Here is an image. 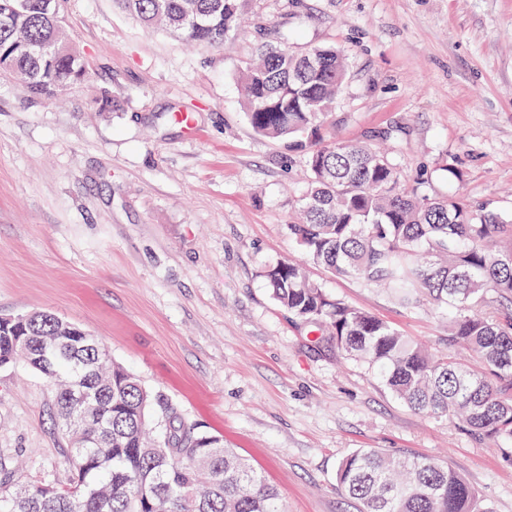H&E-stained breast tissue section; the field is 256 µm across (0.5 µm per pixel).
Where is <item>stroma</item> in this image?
<instances>
[{"label": "stroma", "mask_w": 512, "mask_h": 512, "mask_svg": "<svg viewBox=\"0 0 512 512\" xmlns=\"http://www.w3.org/2000/svg\"><path fill=\"white\" fill-rule=\"evenodd\" d=\"M67 7L82 84L48 99L0 80V317L49 311L81 327L185 425L223 437L286 512H360L336 469L362 448L441 462L489 512H512V440L409 409L273 299L268 271L300 255L287 225L306 156L253 129L237 82L257 43L336 47L338 138L383 141L428 194L512 213V0H252L218 46L145 27L115 0ZM307 271L447 352L436 307ZM54 396L25 364L0 368V459L64 487Z\"/></svg>", "instance_id": "stroma-1"}]
</instances>
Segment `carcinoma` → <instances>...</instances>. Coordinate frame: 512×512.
I'll return each mask as SVG.
<instances>
[{
	"mask_svg": "<svg viewBox=\"0 0 512 512\" xmlns=\"http://www.w3.org/2000/svg\"><path fill=\"white\" fill-rule=\"evenodd\" d=\"M146 26L221 45L246 0H120ZM67 0H0V77L56 97L86 73L64 35ZM347 62L334 47L265 45L238 68L252 127L307 151L308 190L288 231L307 260L386 288L406 310L427 299L448 315V344L472 368L339 300L284 261L268 273L275 300L365 363L409 407L489 439L512 438V214L459 193L402 183L369 142L327 140ZM26 362L56 386L53 415L69 442L70 487L14 479L0 465V512H285L278 491L217 436L199 435L104 346L40 311L0 324V367ZM164 409L169 432L149 437ZM336 482L361 512H476L472 488L448 467L365 449Z\"/></svg>",
	"mask_w": 512,
	"mask_h": 512,
	"instance_id": "cac0c4a2",
	"label": "carcinoma"
}]
</instances>
